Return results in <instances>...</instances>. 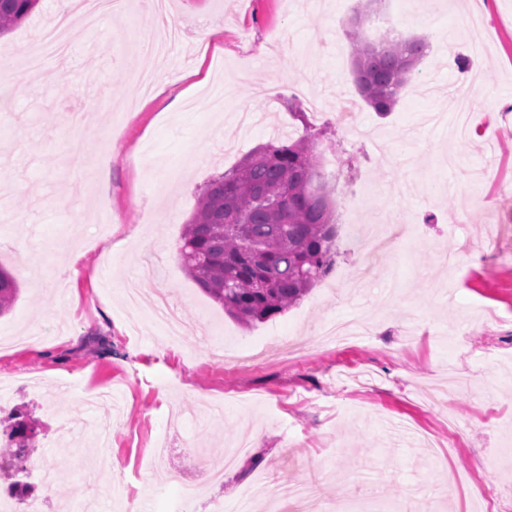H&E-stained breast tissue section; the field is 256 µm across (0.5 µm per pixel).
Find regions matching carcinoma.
I'll use <instances>...</instances> for the list:
<instances>
[{
  "mask_svg": "<svg viewBox=\"0 0 512 512\" xmlns=\"http://www.w3.org/2000/svg\"><path fill=\"white\" fill-rule=\"evenodd\" d=\"M39 0H0V35L22 24ZM363 13L349 23L353 74L376 112L397 103L426 48L421 39L361 38ZM305 132L285 144L267 143L210 180L184 224L178 257L185 274L229 316L264 322L295 305L331 270L336 220L314 149ZM18 294L14 276L0 267V315ZM35 428L22 418L9 438L15 450L0 459L24 472L35 451Z\"/></svg>",
  "mask_w": 512,
  "mask_h": 512,
  "instance_id": "carcinoma-1",
  "label": "carcinoma"
}]
</instances>
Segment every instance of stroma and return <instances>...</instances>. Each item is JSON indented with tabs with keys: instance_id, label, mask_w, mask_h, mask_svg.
Returning <instances> with one entry per match:
<instances>
[{
	"instance_id": "35a3bbf8",
	"label": "stroma",
	"mask_w": 512,
	"mask_h": 512,
	"mask_svg": "<svg viewBox=\"0 0 512 512\" xmlns=\"http://www.w3.org/2000/svg\"><path fill=\"white\" fill-rule=\"evenodd\" d=\"M128 4L74 23L66 63L47 61L32 81L0 76V266L20 288L0 317V336L18 340L0 352V379L18 384L0 435L17 414L33 421V467L55 480L25 512L80 502L93 479L104 512H211L263 474L316 481L334 512H478L483 491L491 512H512V0H170L185 37L162 71L139 47L155 15ZM390 6L400 37L427 48L381 116L360 99L345 30L363 9V35L378 39ZM66 8L40 0L0 55L22 56ZM286 70L309 83L320 116ZM463 80L470 126L452 138L447 99ZM346 98L354 133L338 119ZM307 129L342 172L328 183L336 264L284 313L245 324L184 273L183 226L210 178ZM102 148L117 157L108 238L92 196L70 191L90 181L80 158ZM363 182L373 194L352 202ZM355 226L399 238L371 257L353 247ZM64 241L84 255L62 285ZM159 290L186 342L153 311ZM360 312L369 335L321 344L325 321ZM282 337L300 355L255 360ZM160 437L169 452L156 467ZM211 467L222 482L181 504L172 473Z\"/></svg>"
}]
</instances>
